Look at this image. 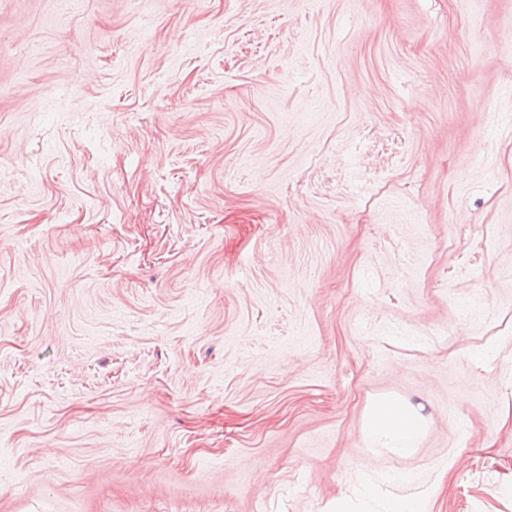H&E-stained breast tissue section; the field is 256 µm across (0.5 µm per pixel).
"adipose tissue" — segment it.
<instances>
[{
    "label": "adipose tissue",
    "instance_id": "adipose-tissue-1",
    "mask_svg": "<svg viewBox=\"0 0 512 512\" xmlns=\"http://www.w3.org/2000/svg\"><path fill=\"white\" fill-rule=\"evenodd\" d=\"M422 425V417L411 403L382 396L371 404L365 427L375 445L405 454L409 451V439L421 431Z\"/></svg>",
    "mask_w": 512,
    "mask_h": 512
}]
</instances>
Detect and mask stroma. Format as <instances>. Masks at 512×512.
<instances>
[{
    "mask_svg": "<svg viewBox=\"0 0 512 512\" xmlns=\"http://www.w3.org/2000/svg\"><path fill=\"white\" fill-rule=\"evenodd\" d=\"M391 492L512 512V0H0V512ZM422 425V417L411 403L399 397L382 396L371 404L365 427L375 445L406 454L411 449L408 440L421 431Z\"/></svg>",
    "mask_w": 512,
    "mask_h": 512,
    "instance_id": "obj_1",
    "label": "stroma"
}]
</instances>
